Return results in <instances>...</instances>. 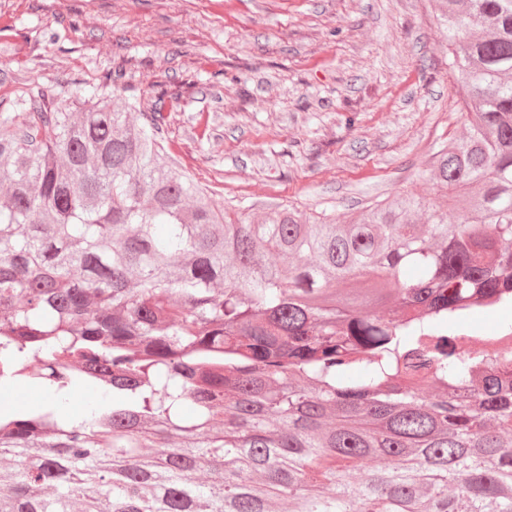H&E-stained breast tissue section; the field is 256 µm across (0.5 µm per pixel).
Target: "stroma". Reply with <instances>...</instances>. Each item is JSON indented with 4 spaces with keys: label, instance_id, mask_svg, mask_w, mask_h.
Here are the masks:
<instances>
[{
    "label": "stroma",
    "instance_id": "35a3bbf8",
    "mask_svg": "<svg viewBox=\"0 0 512 512\" xmlns=\"http://www.w3.org/2000/svg\"><path fill=\"white\" fill-rule=\"evenodd\" d=\"M436 0H0V98L118 72L217 206L346 222L409 191L438 201L437 153L466 135Z\"/></svg>",
    "mask_w": 512,
    "mask_h": 512
}]
</instances>
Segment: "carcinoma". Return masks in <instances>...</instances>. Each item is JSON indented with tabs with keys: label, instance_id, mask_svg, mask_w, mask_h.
Listing matches in <instances>:
<instances>
[{
	"label": "carcinoma",
	"instance_id": "cac0c4a2",
	"mask_svg": "<svg viewBox=\"0 0 512 512\" xmlns=\"http://www.w3.org/2000/svg\"><path fill=\"white\" fill-rule=\"evenodd\" d=\"M437 2L456 211L231 215L168 162L164 91L0 100V383L53 395L0 411V512H512V349L453 325L512 304V0Z\"/></svg>",
	"mask_w": 512,
	"mask_h": 512
}]
</instances>
